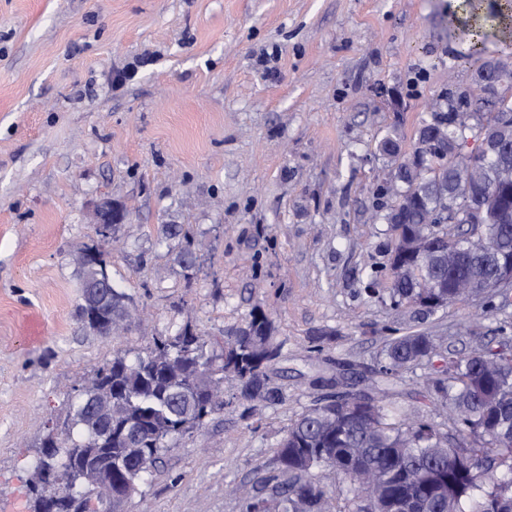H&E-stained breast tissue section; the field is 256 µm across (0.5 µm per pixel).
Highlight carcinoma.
<instances>
[{
    "instance_id": "cac0c4a2",
    "label": "carcinoma",
    "mask_w": 512,
    "mask_h": 512,
    "mask_svg": "<svg viewBox=\"0 0 512 512\" xmlns=\"http://www.w3.org/2000/svg\"><path fill=\"white\" fill-rule=\"evenodd\" d=\"M487 33L472 30L465 63L476 69L490 61L484 81L512 79L487 59ZM470 90L442 97V108L421 120L409 157L398 161L397 131L379 142L393 161L378 194L388 198L379 219L395 236L389 286L368 287L370 297H388L391 306L432 314L450 303L480 300L497 309L494 293H478L512 257V222L495 217L512 207L499 189L512 187V143L496 152L464 151L465 132L512 123V96L494 92L482 111L459 112ZM121 225L112 239L84 244L75 254L83 288L78 315L84 327L103 338H119L136 309L125 293L112 289L96 299L86 257L110 267L109 256L125 241ZM160 243L186 273L200 256L181 224H164ZM110 249L105 251L102 244ZM273 321L256 306L249 319L217 340L190 323L172 322L150 346L130 357L117 354L98 368L71 398L63 427L50 431L44 448L59 449L57 481L39 463L28 479L32 512H122L141 492L162 455L192 436L224 406L238 403L248 414L283 400L267 368L279 356ZM441 369L425 378L420 397L439 412L409 417L402 408L365 394L317 398L277 441L274 466L257 481L231 485L239 512H489L490 500L512 497V354L482 345L460 355L420 330L386 340L375 372L380 392L400 374L431 357ZM333 474L337 483L325 478ZM112 485V503L92 492Z\"/></svg>"
}]
</instances>
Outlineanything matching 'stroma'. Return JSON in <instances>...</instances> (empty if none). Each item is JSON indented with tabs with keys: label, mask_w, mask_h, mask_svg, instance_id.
I'll return each mask as SVG.
<instances>
[{
	"label": "stroma",
	"mask_w": 512,
	"mask_h": 512,
	"mask_svg": "<svg viewBox=\"0 0 512 512\" xmlns=\"http://www.w3.org/2000/svg\"><path fill=\"white\" fill-rule=\"evenodd\" d=\"M472 2L0 0V512H31L28 471L75 388L170 322L218 336L262 307L286 398L225 407L125 512H238L227 485L262 475L325 380L364 393L385 337L467 353L512 318L456 303L416 319L363 291L394 244L372 220L378 143L398 130L409 154L432 100L470 86L459 56L498 0ZM103 197L130 213L113 286L149 315L116 340L76 316L73 255ZM162 224L193 234L192 281Z\"/></svg>",
	"instance_id": "obj_1"
}]
</instances>
